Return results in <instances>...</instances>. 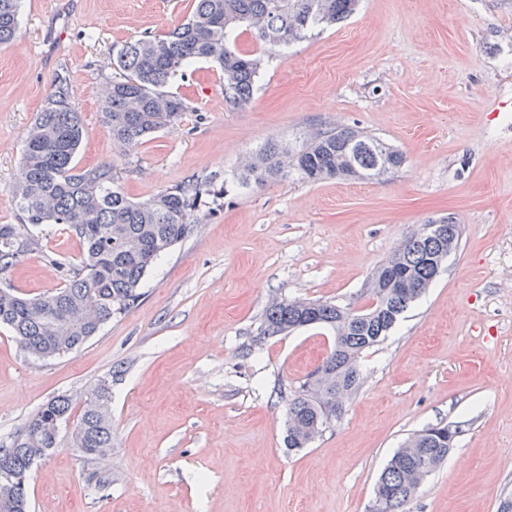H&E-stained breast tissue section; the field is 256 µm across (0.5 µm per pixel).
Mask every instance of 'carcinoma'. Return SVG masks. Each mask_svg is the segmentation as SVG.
Returning a JSON list of instances; mask_svg holds the SVG:
<instances>
[{
    "mask_svg": "<svg viewBox=\"0 0 512 512\" xmlns=\"http://www.w3.org/2000/svg\"><path fill=\"white\" fill-rule=\"evenodd\" d=\"M359 0H194L186 22L164 35L148 32L125 42L112 57L119 76L102 90V121L112 144L131 156L162 129L182 122L189 104L168 90L170 80L205 59L224 76V102L233 109L251 100L261 59L238 51L230 35L244 29L265 51L303 41L355 13ZM22 0H0V45L14 41ZM78 112L63 90L51 94L25 140L13 194L25 226L42 231L65 225L80 241L82 257L68 268L65 285L30 297L0 285V326L9 328L29 356L46 360L80 348L112 318L133 308L141 283L157 260L198 228L195 211L214 197L213 178L193 177L132 201L116 185L112 162L79 169L83 139ZM403 153L380 138L337 125L301 142L271 141L242 164L239 180L263 187L297 180L339 178L380 181L397 172ZM460 225L429 219L379 265L367 284L372 303L363 310L327 301L274 297L257 328L262 339L312 325L331 328L334 346L299 387L284 396L285 444L307 447L336 419V407L360 387L362 353L388 335L458 247ZM36 244L16 224H0V277ZM112 381L103 379L73 415L72 400L59 395L44 404L10 444L0 445V512H29L26 493L33 462L59 447L62 424L73 421L72 445L88 460L112 450ZM458 431L432 426L411 436L389 460L375 495L387 512H405L421 482L447 457Z\"/></svg>",
    "mask_w": 512,
    "mask_h": 512,
    "instance_id": "1",
    "label": "carcinoma"
}]
</instances>
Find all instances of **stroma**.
Listing matches in <instances>:
<instances>
[{"mask_svg":"<svg viewBox=\"0 0 512 512\" xmlns=\"http://www.w3.org/2000/svg\"><path fill=\"white\" fill-rule=\"evenodd\" d=\"M192 0H23L0 46V224L23 218L13 184L27 130L63 87L84 128L78 167L111 161L143 200L189 176H214L197 232L148 274L139 304L69 355L35 360L0 327V444L53 397L84 393L113 369L112 452L71 448L38 460L31 512H370L377 479L411 434L458 436L409 512H498L512 493V0H361L355 15L260 54L250 103L224 104L217 65L198 60L169 89L192 106L135 154L101 122L112 52L181 24ZM331 124L400 149L378 182L243 185L245 156ZM461 227L457 250L388 336L308 448L284 445L286 402L334 344L311 326L258 340L272 296L361 309L367 282L431 218ZM81 246L40 233L6 274L20 292L64 284Z\"/></svg>","mask_w":512,"mask_h":512,"instance_id":"35a3bbf8","label":"stroma"}]
</instances>
